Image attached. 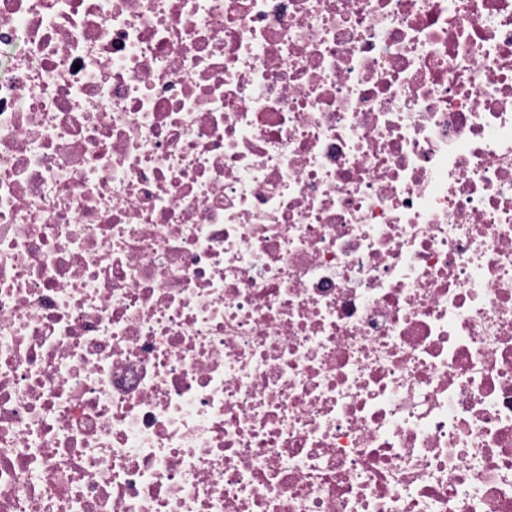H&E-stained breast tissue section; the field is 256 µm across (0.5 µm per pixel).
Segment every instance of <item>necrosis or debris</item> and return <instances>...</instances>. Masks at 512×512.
I'll return each mask as SVG.
<instances>
[{"mask_svg": "<svg viewBox=\"0 0 512 512\" xmlns=\"http://www.w3.org/2000/svg\"><path fill=\"white\" fill-rule=\"evenodd\" d=\"M0 512H512V0H0Z\"/></svg>", "mask_w": 512, "mask_h": 512, "instance_id": "obj_1", "label": "necrosis or debris"}]
</instances>
